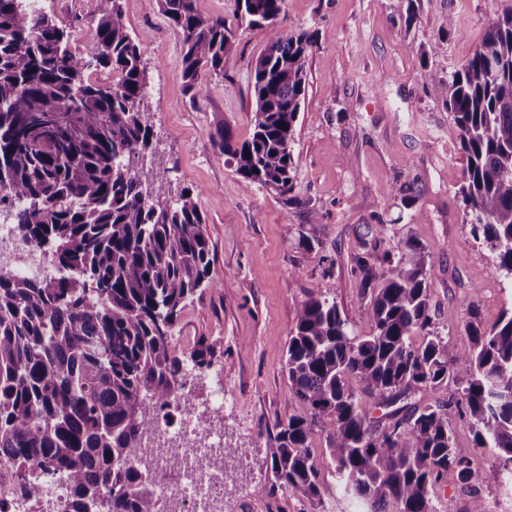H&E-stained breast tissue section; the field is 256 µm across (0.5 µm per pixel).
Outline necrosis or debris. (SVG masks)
I'll list each match as a JSON object with an SVG mask.
<instances>
[{
	"mask_svg": "<svg viewBox=\"0 0 512 512\" xmlns=\"http://www.w3.org/2000/svg\"><path fill=\"white\" fill-rule=\"evenodd\" d=\"M32 280L53 276L40 248L25 238L0 207V267ZM224 391L215 389L201 406L179 407L176 423H157L143 438L134 463L150 481L158 512H224ZM181 466L169 471V457Z\"/></svg>",
	"mask_w": 512,
	"mask_h": 512,
	"instance_id": "1",
	"label": "necrosis or debris"
}]
</instances>
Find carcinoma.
Returning a JSON list of instances; mask_svg holds the SVG:
<instances>
[{
  "instance_id": "obj_1",
  "label": "carcinoma",
  "mask_w": 512,
  "mask_h": 512,
  "mask_svg": "<svg viewBox=\"0 0 512 512\" xmlns=\"http://www.w3.org/2000/svg\"><path fill=\"white\" fill-rule=\"evenodd\" d=\"M182 34L183 92L203 91L202 74H224L233 35L197 0H159ZM248 26L269 32L254 62L251 135L229 128L216 146L247 189L290 201L305 62L313 35L280 24L285 0H236ZM101 67L112 85L86 76ZM453 116L449 137L466 155L459 183L475 236L512 278V9L486 30L458 71L428 73ZM147 84L120 0H99L93 42L70 33L24 0H0V204L58 275L42 282L0 271V462L21 493H39L35 473L75 488L64 512H154L149 480L132 449L182 400L186 367L173 346L186 301L210 275V248L193 192L153 195ZM375 252L356 258L369 328L353 333L319 288L301 304L285 372L304 411L275 423L270 448L279 487L322 500L313 439L325 435L344 492L367 512H436L433 488L450 470L483 481L455 452L448 404L431 397L459 364L468 367L458 404L478 448L512 464V311L493 326L469 306L467 343L433 325L428 254L409 238L376 251L385 224L371 225ZM216 343L199 337L196 369L213 364ZM422 394L430 401L411 402Z\"/></svg>"
}]
</instances>
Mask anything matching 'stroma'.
Segmentation results:
<instances>
[{
	"mask_svg": "<svg viewBox=\"0 0 512 512\" xmlns=\"http://www.w3.org/2000/svg\"><path fill=\"white\" fill-rule=\"evenodd\" d=\"M419 3L410 23L408 0H285L282 26L315 36L292 144L295 200L287 204L266 189L245 190L212 141L224 126L234 138L250 135L253 64L268 45V31L246 27L235 0H197L201 14L223 17L235 45L223 75L206 76L193 100L182 90V36L158 0H121L147 69L143 106L154 130L146 157L156 173L153 190L175 197L191 189L205 218L211 282L184 310L174 342L185 354L198 337L218 343L196 394L206 397L214 376H222L224 435L244 453L228 481L230 512H355L323 435L314 439L318 502L273 487L269 450L275 421L299 408L284 363L308 293L322 289L351 328L369 327L354 270L367 225L386 224L382 249L398 251L410 237L424 245L434 322L452 339L463 340L470 306H478L488 326L512 309V279L495 270L448 179L463 170L466 157L448 138L452 114L427 78L461 68L512 0ZM46 11L76 39L93 32L98 2L52 0ZM406 183L417 193L411 205L399 192ZM303 234L320 240L321 249L300 247ZM465 375V366H456L438 397L449 404L456 453L483 482L473 492L449 472L434 491L437 510L471 512L478 499L485 512H512L511 466L497 449L475 446L456 406Z\"/></svg>",
	"mask_w": 512,
	"mask_h": 512,
	"instance_id": "1",
	"label": "stroma"
}]
</instances>
